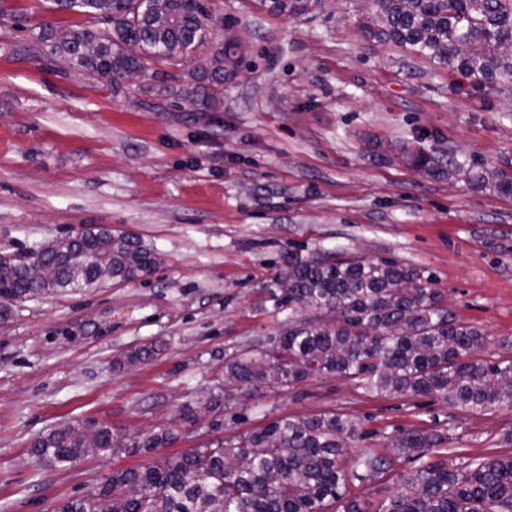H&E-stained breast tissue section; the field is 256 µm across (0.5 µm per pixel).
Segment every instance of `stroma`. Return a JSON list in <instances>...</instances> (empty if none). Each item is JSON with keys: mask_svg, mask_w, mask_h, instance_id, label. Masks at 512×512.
<instances>
[{"mask_svg": "<svg viewBox=\"0 0 512 512\" xmlns=\"http://www.w3.org/2000/svg\"><path fill=\"white\" fill-rule=\"evenodd\" d=\"M46 5L0 0V254L106 229L158 264L132 281L0 304V512H56L112 471L292 415L356 419L358 451L392 461L349 485L372 503L416 465L387 447L398 429L439 431L460 455L512 453V410L468 413L335 377L222 403L225 359L288 324L279 284L293 255L393 258L431 274L449 311L488 337L481 358L512 359V195L429 176L400 154L408 144L512 175V88H473L370 39L366 0H322L290 18L215 0L244 52L204 112L187 95L196 61L162 93L151 74L131 87L54 56L43 25L84 17ZM140 347L153 357L127 364ZM210 400L193 428L177 422ZM66 423L109 427L122 445L70 467L41 463L33 441ZM166 425V448L130 452Z\"/></svg>", "mask_w": 512, "mask_h": 512, "instance_id": "1", "label": "stroma"}]
</instances>
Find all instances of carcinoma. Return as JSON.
<instances>
[{
	"mask_svg": "<svg viewBox=\"0 0 512 512\" xmlns=\"http://www.w3.org/2000/svg\"><path fill=\"white\" fill-rule=\"evenodd\" d=\"M274 15L302 16L319 0H259ZM363 25L369 37L410 48L462 75L477 88L512 78V0H373ZM53 11L81 12L104 28L82 24L65 30L48 25L41 39L51 51L93 76L118 80L148 63L177 67L206 44V21L227 31L194 77L190 96L209 109L214 90L242 62L229 34L233 23L215 18L203 0H51ZM404 160L438 178L493 183L512 195V177L479 162L433 158L422 150ZM60 267L37 287L22 265L0 257L3 301L42 293L96 288L151 272L156 256L139 241L108 232L80 239L60 237L41 247ZM282 302L311 315L288 320L273 344L253 355L224 361V403L234 391L263 383L269 389L319 382L336 375L377 394L430 396L468 411L512 410V360L476 358L487 338L462 323L443 304L433 279L396 260L365 261L336 253L288 261ZM356 420L344 412L286 416L239 438L216 440L139 469L115 470L96 491L62 503L57 512H512V454L495 458L448 457L442 437L423 429L388 438L398 454L429 459L411 470L401 489L375 509L346 500L352 478L364 484L390 461L353 455ZM167 428L132 442L137 453L165 448ZM116 447L111 429L66 425L39 435L34 454L50 466L73 464Z\"/></svg>",
	"mask_w": 512,
	"mask_h": 512,
	"instance_id": "carcinoma-1",
	"label": "carcinoma"
}]
</instances>
